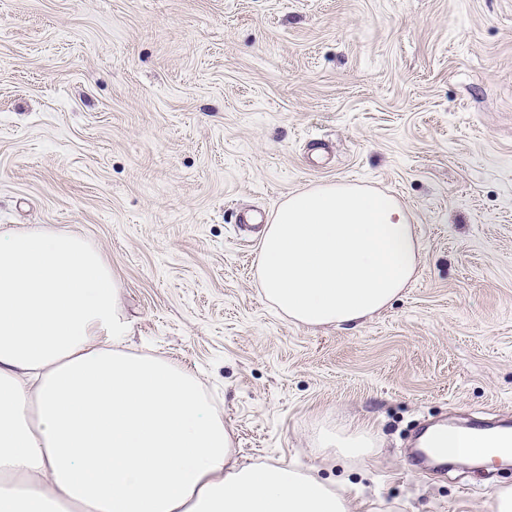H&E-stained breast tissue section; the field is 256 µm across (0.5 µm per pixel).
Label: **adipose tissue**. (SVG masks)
<instances>
[{
	"instance_id": "adipose-tissue-1",
	"label": "adipose tissue",
	"mask_w": 512,
	"mask_h": 512,
	"mask_svg": "<svg viewBox=\"0 0 512 512\" xmlns=\"http://www.w3.org/2000/svg\"><path fill=\"white\" fill-rule=\"evenodd\" d=\"M420 244L394 197L343 182L290 194L264 228L258 286L281 316L344 328L390 305ZM117 280L80 235L0 234V512H351L345 489L244 464L180 365L123 344ZM323 458L368 461L361 424H326Z\"/></svg>"
}]
</instances>
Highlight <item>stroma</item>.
<instances>
[{
    "instance_id": "obj_1",
    "label": "stroma",
    "mask_w": 512,
    "mask_h": 512,
    "mask_svg": "<svg viewBox=\"0 0 512 512\" xmlns=\"http://www.w3.org/2000/svg\"><path fill=\"white\" fill-rule=\"evenodd\" d=\"M341 180L400 200L416 277L354 328L295 325L238 216ZM34 225L100 250L130 351L199 379L240 462L353 512H489L512 486L407 447L512 420V0H0V234ZM336 421L374 428L369 467L314 448Z\"/></svg>"
}]
</instances>
